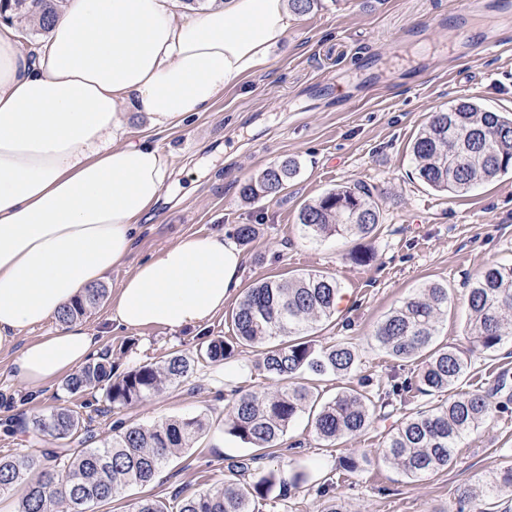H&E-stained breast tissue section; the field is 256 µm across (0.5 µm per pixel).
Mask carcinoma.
I'll return each mask as SVG.
<instances>
[{
	"instance_id": "carcinoma-1",
	"label": "carcinoma",
	"mask_w": 512,
	"mask_h": 512,
	"mask_svg": "<svg viewBox=\"0 0 512 512\" xmlns=\"http://www.w3.org/2000/svg\"><path fill=\"white\" fill-rule=\"evenodd\" d=\"M64 0H0V16L21 31L47 32ZM419 178L437 191L463 194L475 185L512 172V119L486 111L468 98L448 111L434 113L412 144ZM298 173L292 159L273 163L244 184L246 200L274 198ZM379 225V212L364 185L341 186L328 191L298 215L300 234L312 240L331 236L371 238ZM341 286L336 278L304 273L288 279L262 282L248 289L233 316L235 343L259 347L272 339L280 343L264 352L259 363L268 375L294 386L269 392L249 391L233 402L224 419L225 430L254 453L228 465L232 478L216 488L170 499L143 496L129 504L128 512H259L256 506L273 489L278 497H291L292 484L275 470L259 471L253 464L264 452L277 448L289 426L316 408L312 424L324 442L362 432L376 407H404L411 391L434 395L450 391L462 382L472 366L471 354L495 352L512 339V263L486 267L472 282L468 305L474 324L468 352L435 344L437 324L448 312V286L428 283L404 298L378 327L375 338L396 360H421L417 379L395 382L390 389L372 393L367 382L361 388L323 401L307 382L350 374L357 367L354 350L345 343L315 349L305 339L316 323L335 315ZM105 290L92 287L81 301L66 307L59 320L76 319L97 305ZM233 345L219 336L200 347L196 359L174 351L160 362L140 365L112 378V352L91 359L65 381L72 395L102 391L112 408L137 403L166 385L181 382L195 370V361L217 362L232 353ZM507 388L498 379L491 392L461 391L424 410H418L392 428L381 448L383 460L409 477L433 474L451 466L462 437L486 424L498 411L508 409L495 396ZM33 430L55 440L80 439L85 448L76 453L51 451L33 455L0 457V496L20 488L16 512H87L91 503L122 499L131 486H147L182 450L191 447L207 428L200 417L167 419L152 426L113 424L102 437L79 412L58 408L31 420ZM359 462L346 460L334 476L318 486L325 496L329 488L345 481ZM512 487V467L478 480L476 486L458 490L457 512L481 497L489 507L476 512H495L502 492Z\"/></svg>"
}]
</instances>
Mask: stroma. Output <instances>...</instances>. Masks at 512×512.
<instances>
[{
	"mask_svg": "<svg viewBox=\"0 0 512 512\" xmlns=\"http://www.w3.org/2000/svg\"><path fill=\"white\" fill-rule=\"evenodd\" d=\"M468 0H321L298 17L271 53L266 67L226 87L207 111L180 127L158 132L143 115L124 117L129 140L146 137L168 156L175 182L145 221L132 251L113 268L103 286L106 298L87 310L84 323L103 330V349L112 353L120 375L170 352L196 356L201 345L231 338L240 301L232 296L223 311L198 328L172 332L159 327L137 331L110 328V295L142 261L188 235L219 233L236 240L240 225L256 236L241 244L242 288L321 272L341 285L343 304L333 318L311 332L316 347L349 345L359 368L321 381L322 397L357 388L371 390L409 378L416 362L387 355L375 339L385 316L428 282L448 287V314L437 341L469 349L472 327L468 292L488 265L512 263V175L483 183L465 194L434 191L418 179L411 144L436 112L471 98L485 109L512 118V12L495 15L471 9ZM464 15L478 35L501 40L503 53L459 55L448 41V17ZM295 160L298 174L275 198L248 201L240 188L272 163ZM362 183L379 211L374 238L304 239L300 209L339 185ZM369 249L364 265L352 253ZM13 354L0 352V456L44 455L56 440L34 433V415L54 408L81 410L93 428L106 432L123 420L150 426L174 418L204 417L208 428L146 487H132L126 500L144 495L192 494L229 479V459L248 454L247 444L224 428L233 392L273 391L279 381L259 368L261 348L241 345L224 361L197 364L178 384L135 404L106 413L91 406V393L69 394L63 379L32 392L11 374ZM512 375V341L492 355L474 354L464 391H484L500 372ZM17 427L5 430L4 420ZM402 418L376 412L360 434L328 444L317 439L308 417L288 430L262 470H277L296 481L290 499L269 496L263 512H325L341 500L346 512H454L456 488L512 466V410L465 437L446 471L406 477L385 462L379 448ZM360 467L327 496L315 491L329 472L349 458Z\"/></svg>",
	"mask_w": 512,
	"mask_h": 512,
	"instance_id": "obj_1",
	"label": "stroma"
}]
</instances>
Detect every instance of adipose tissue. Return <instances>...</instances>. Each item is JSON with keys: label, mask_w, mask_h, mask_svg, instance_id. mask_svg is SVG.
Listing matches in <instances>:
<instances>
[{"label": "adipose tissue", "mask_w": 512, "mask_h": 512, "mask_svg": "<svg viewBox=\"0 0 512 512\" xmlns=\"http://www.w3.org/2000/svg\"><path fill=\"white\" fill-rule=\"evenodd\" d=\"M288 0H67L32 50L0 23V350L29 388L92 357L102 340L79 320L19 337L84 298L130 253L172 176L148 139L125 138L134 111L164 129L206 111L264 68L293 26ZM223 236L189 235L141 262L115 291L109 322L135 331L199 326L240 284Z\"/></svg>", "instance_id": "ef3b65f1"}]
</instances>
